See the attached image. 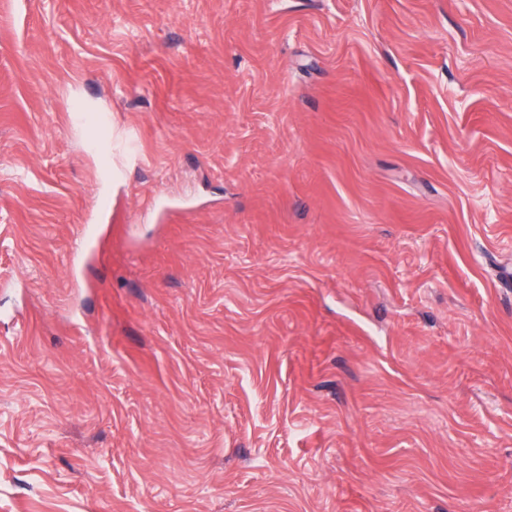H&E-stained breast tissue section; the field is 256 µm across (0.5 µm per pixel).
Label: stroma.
I'll return each instance as SVG.
<instances>
[{
    "instance_id": "35a3bbf8",
    "label": "stroma",
    "mask_w": 512,
    "mask_h": 512,
    "mask_svg": "<svg viewBox=\"0 0 512 512\" xmlns=\"http://www.w3.org/2000/svg\"><path fill=\"white\" fill-rule=\"evenodd\" d=\"M509 266L512 0H0V512H512Z\"/></svg>"
}]
</instances>
